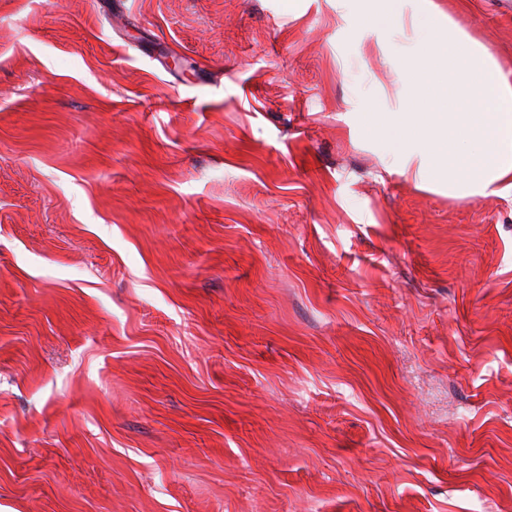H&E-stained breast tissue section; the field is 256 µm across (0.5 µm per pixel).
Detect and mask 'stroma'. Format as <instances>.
<instances>
[{
	"label": "stroma",
	"mask_w": 512,
	"mask_h": 512,
	"mask_svg": "<svg viewBox=\"0 0 512 512\" xmlns=\"http://www.w3.org/2000/svg\"><path fill=\"white\" fill-rule=\"evenodd\" d=\"M419 7L0 0V512H512V198L354 121Z\"/></svg>",
	"instance_id": "35a3bbf8"
}]
</instances>
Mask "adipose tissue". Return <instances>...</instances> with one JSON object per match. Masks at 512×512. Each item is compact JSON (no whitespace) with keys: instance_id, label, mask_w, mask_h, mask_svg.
<instances>
[{"instance_id":"obj_1","label":"adipose tissue","mask_w":512,"mask_h":512,"mask_svg":"<svg viewBox=\"0 0 512 512\" xmlns=\"http://www.w3.org/2000/svg\"><path fill=\"white\" fill-rule=\"evenodd\" d=\"M374 31L409 33L395 64L410 95L404 112H362V132L395 153L421 187L450 196L512 197V77L434 0Z\"/></svg>"}]
</instances>
